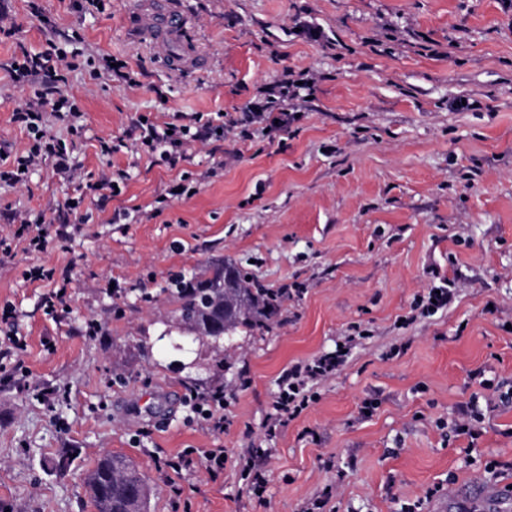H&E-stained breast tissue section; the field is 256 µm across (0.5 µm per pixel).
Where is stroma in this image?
Listing matches in <instances>:
<instances>
[{"label": "stroma", "instance_id": "obj_1", "mask_svg": "<svg viewBox=\"0 0 512 512\" xmlns=\"http://www.w3.org/2000/svg\"><path fill=\"white\" fill-rule=\"evenodd\" d=\"M153 2L0 0L16 28L0 41V148L26 149L12 113L46 86L13 83L21 52L52 41L112 56L137 81L68 71L85 127L75 178L45 161L0 186V230L16 214L49 227L102 170L128 173L71 241L0 255V310L12 312L0 336L26 338L0 357V512H96L87 477L106 453L144 476L148 512H300L327 490L334 512H440L461 489L512 484V403L498 398L512 391V0H169L185 28L163 46ZM288 72L314 83L299 120L241 136L233 119ZM460 96L468 110L453 109ZM207 112L223 113V138L176 166L134 151L139 115L188 125ZM110 136L127 147L100 156ZM180 182L189 194L171 197ZM224 259L285 289L269 330H183L168 277ZM35 266L53 281L26 280ZM445 276L453 302L423 315L417 299ZM59 285L62 318L47 312ZM358 330L367 338L318 400L267 434L282 372ZM17 360L23 372L8 375ZM216 389L220 431L186 402ZM474 397L484 418L471 450L447 423ZM252 446L270 451L255 462L260 495L239 460ZM186 448L223 449V470L168 475L162 459Z\"/></svg>", "mask_w": 512, "mask_h": 512}]
</instances>
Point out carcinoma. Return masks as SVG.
Masks as SVG:
<instances>
[{
  "mask_svg": "<svg viewBox=\"0 0 512 512\" xmlns=\"http://www.w3.org/2000/svg\"><path fill=\"white\" fill-rule=\"evenodd\" d=\"M166 291L188 330L202 328L207 319L217 320L216 334L225 336L240 329H269L285 295L255 282L230 261L215 263L202 273L177 274ZM87 486L97 512H147L149 489L123 455H103L88 475Z\"/></svg>",
  "mask_w": 512,
  "mask_h": 512,
  "instance_id": "cac0c4a2",
  "label": "carcinoma"
}]
</instances>
